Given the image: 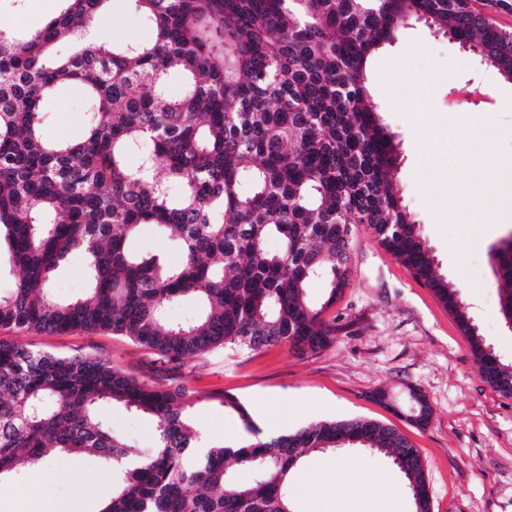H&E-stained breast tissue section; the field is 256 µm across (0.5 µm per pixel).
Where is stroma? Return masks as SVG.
Here are the masks:
<instances>
[{
	"label": "stroma",
	"mask_w": 512,
	"mask_h": 512,
	"mask_svg": "<svg viewBox=\"0 0 512 512\" xmlns=\"http://www.w3.org/2000/svg\"><path fill=\"white\" fill-rule=\"evenodd\" d=\"M60 8L59 0H5L0 28L40 29ZM111 25L99 31L109 43L145 42L152 30L129 0H107ZM426 81L424 96L410 85ZM371 94L385 125L400 141L394 173L406 203L421 226L437 272L460 289V297L485 342L503 361H512V329L500 309L499 271L492 255L512 231V191L500 192L497 213L470 205L473 188L466 159L448 161L437 148L447 131L462 136L485 124L500 129L490 149L512 162V83L477 55L429 28L409 21L396 41L383 46L369 74ZM48 137L84 136L85 97L65 84L43 103ZM428 113L425 122L417 113ZM469 204L463 218L448 214L449 198ZM81 255L59 267L53 293L60 299L87 297ZM323 317L338 324L330 346L302 355L279 345L260 351L222 349L176 367L151 351L109 332L0 331V337L62 355L104 359L136 377L186 389L191 418L202 436L235 444L248 433L238 413L225 405L233 397L249 411L261 436L287 433L321 420L371 419L395 424L417 448L425 466L432 512H512V398L501 396L481 376L466 336L435 292L417 282L366 233H358L351 275L336 305L325 307L327 290H308ZM384 391L387 402L376 399ZM431 410L427 424L412 422L419 402ZM112 429L130 444L147 448L156 428L153 416L116 403L101 405ZM53 480L33 488L31 473L19 469L0 480V512H98L112 489V467L93 456L51 452ZM295 512H374L359 479L329 475L293 498Z\"/></svg>",
	"instance_id": "obj_1"
}]
</instances>
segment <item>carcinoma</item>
I'll use <instances>...</instances> for the list:
<instances>
[{"label":"carcinoma","mask_w":512,"mask_h":512,"mask_svg":"<svg viewBox=\"0 0 512 512\" xmlns=\"http://www.w3.org/2000/svg\"><path fill=\"white\" fill-rule=\"evenodd\" d=\"M60 2L34 33L0 30V241L18 271L0 291L1 330L108 331L179 365L233 346L316 354L336 333L322 313L348 286L359 226L443 303L458 296L394 180L399 143L367 68L422 19L512 82V31L488 13L512 0H130L154 36L125 44L93 36L105 0ZM64 38L75 51L61 57ZM68 82L88 103L79 141L44 132L42 103ZM145 141L152 149L130 167ZM144 224L180 243L181 264L130 250ZM73 252L89 297L58 301L54 274ZM495 259L508 310L512 248ZM315 281L329 289L320 309L308 300ZM188 297L199 316L168 321ZM455 317L472 354L495 362L488 385L512 397V363L494 360L464 311ZM114 401L156 418L152 447L112 430L99 406ZM225 403L252 437L202 448L185 390L0 337V476L43 469L57 449L112 463L100 512H293L288 474L346 439L390 459L409 488L424 485L418 448L392 424L321 421L263 438L241 404ZM229 460L253 481L239 482Z\"/></svg>","instance_id":"1"}]
</instances>
